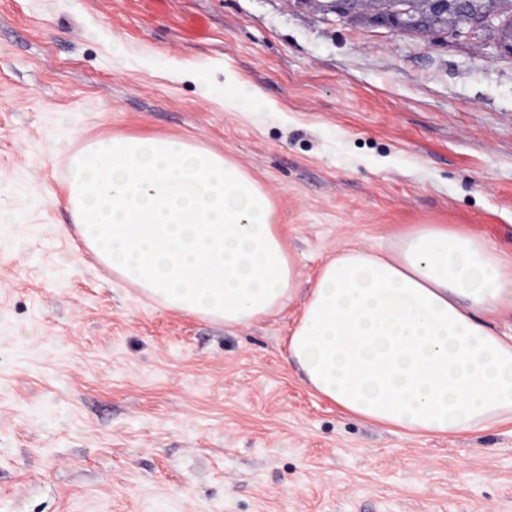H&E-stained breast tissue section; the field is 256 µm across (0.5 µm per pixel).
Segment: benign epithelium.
Instances as JSON below:
<instances>
[{
	"instance_id": "1",
	"label": "benign epithelium",
	"mask_w": 512,
	"mask_h": 512,
	"mask_svg": "<svg viewBox=\"0 0 512 512\" xmlns=\"http://www.w3.org/2000/svg\"><path fill=\"white\" fill-rule=\"evenodd\" d=\"M323 9L340 19L365 18L369 24L391 32L426 33L448 30L482 39L490 34L500 49L512 53V27L501 14L474 0H408L393 11L385 0H324Z\"/></svg>"
}]
</instances>
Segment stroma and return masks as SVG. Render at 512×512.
<instances>
[{"mask_svg": "<svg viewBox=\"0 0 512 512\" xmlns=\"http://www.w3.org/2000/svg\"><path fill=\"white\" fill-rule=\"evenodd\" d=\"M228 72L267 107L225 109ZM112 135L242 166L305 286L415 224L512 251V54L492 42L319 0H0V512H512V420L350 416L286 361L303 295L230 328L88 253L65 187Z\"/></svg>", "mask_w": 512, "mask_h": 512, "instance_id": "35a3bbf8", "label": "stroma"}]
</instances>
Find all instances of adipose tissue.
Masks as SVG:
<instances>
[{"label":"adipose tissue","mask_w":512,"mask_h":512,"mask_svg":"<svg viewBox=\"0 0 512 512\" xmlns=\"http://www.w3.org/2000/svg\"><path fill=\"white\" fill-rule=\"evenodd\" d=\"M83 239L155 303L225 325L283 309L294 262L268 193L237 163L169 137L105 136L72 162ZM512 258L445 224L402 232L393 253L324 264L288 338L304 382L346 412L445 435L512 419Z\"/></svg>","instance_id":"1"}]
</instances>
